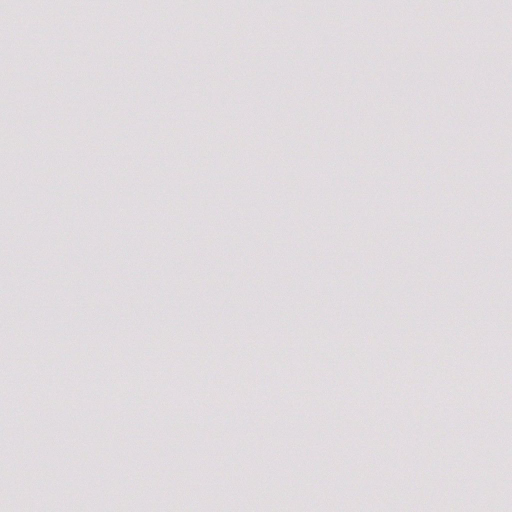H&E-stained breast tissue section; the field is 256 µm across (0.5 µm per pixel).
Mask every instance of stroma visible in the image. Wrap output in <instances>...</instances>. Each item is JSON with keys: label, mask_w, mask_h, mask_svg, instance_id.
Returning a JSON list of instances; mask_svg holds the SVG:
<instances>
[{"label": "stroma", "mask_w": 512, "mask_h": 512, "mask_svg": "<svg viewBox=\"0 0 512 512\" xmlns=\"http://www.w3.org/2000/svg\"><path fill=\"white\" fill-rule=\"evenodd\" d=\"M7 2L0 126L32 146L0 154L17 185L0 198V350L40 344L38 366L0 358L29 381L0 382V512H446L491 486L488 512H512V398L484 374L456 383L512 334V112L494 108L512 99V0H275L260 27L237 0L149 28L122 0ZM56 134L65 184L45 165ZM219 352L195 400L157 411L161 376ZM446 358L456 376L399 384ZM131 359L137 402L57 392ZM50 409L89 422H42Z\"/></svg>", "instance_id": "obj_1"}]
</instances>
